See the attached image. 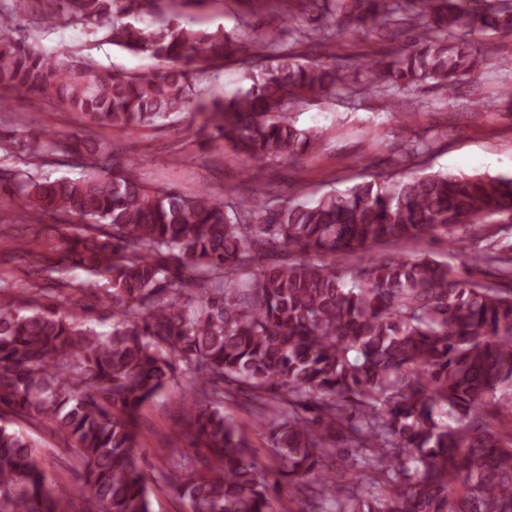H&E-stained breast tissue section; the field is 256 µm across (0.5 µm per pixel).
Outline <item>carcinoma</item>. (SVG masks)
I'll return each instance as SVG.
<instances>
[{"label":"carcinoma","mask_w":512,"mask_h":512,"mask_svg":"<svg viewBox=\"0 0 512 512\" xmlns=\"http://www.w3.org/2000/svg\"><path fill=\"white\" fill-rule=\"evenodd\" d=\"M164 0H46L106 30L112 45L156 61L146 74L71 54L47 55L0 11V85L120 133L188 113L203 142L230 145L262 168L316 149L319 134L290 112L357 87L386 99L432 82L448 96L512 34V3L487 0H258L299 14L288 39L199 27ZM362 33L380 55L343 54ZM234 62L248 85L206 97L202 76ZM404 140L392 166L308 202L271 205L266 184L224 198L208 187L150 186L140 162L76 139L65 155L89 173L51 177L55 142L4 137L0 196L66 225L48 262L0 226V243L33 256L49 282L60 268L106 278L112 329L87 323L82 300L62 310L0 300V414L38 423L84 467L80 500L48 488L34 447L0 420V512H151L136 463L138 416L175 380L185 426L207 454L167 455L187 512H274L273 485L254 463L224 402L243 398L268 429L279 471L309 512H512V175L407 174L436 148ZM465 227L481 246L455 270L375 249ZM374 492L365 497L357 487Z\"/></svg>","instance_id":"cac0c4a2"}]
</instances>
